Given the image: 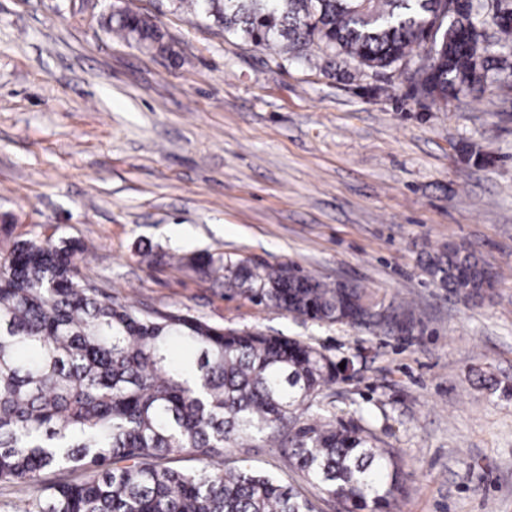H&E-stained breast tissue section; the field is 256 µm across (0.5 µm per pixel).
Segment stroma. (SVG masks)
<instances>
[{
  "label": "stroma",
  "mask_w": 512,
  "mask_h": 512,
  "mask_svg": "<svg viewBox=\"0 0 512 512\" xmlns=\"http://www.w3.org/2000/svg\"><path fill=\"white\" fill-rule=\"evenodd\" d=\"M123 4L155 17L167 51L107 33L104 0H0V218L14 221L0 248L75 239L116 300L351 361L315 405L395 449L401 512H512V84L417 101L397 69L329 66L314 45L291 61L171 0ZM448 243L499 272L492 298L464 301L427 272ZM198 252L296 264L405 303L415 325L293 319L226 296L187 264ZM224 465L339 512L275 445L225 449Z\"/></svg>",
  "instance_id": "stroma-1"
}]
</instances>
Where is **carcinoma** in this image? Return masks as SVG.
I'll use <instances>...</instances> for the list:
<instances>
[{
	"instance_id": "1",
	"label": "carcinoma",
	"mask_w": 512,
	"mask_h": 512,
	"mask_svg": "<svg viewBox=\"0 0 512 512\" xmlns=\"http://www.w3.org/2000/svg\"><path fill=\"white\" fill-rule=\"evenodd\" d=\"M230 34L274 45L291 59L318 42L374 73L428 56L426 26L445 38L423 80L446 102L512 78V0H175ZM496 25L499 50L478 47ZM106 30L163 47L148 14L103 16ZM72 239L12 241L0 253V487L33 489L14 512H316L293 486L225 468L224 448L272 438L288 465L344 512H396L403 472L393 449L359 420L299 413L338 381L336 362L305 342L235 334L182 312L143 314L81 276ZM224 289L302 321L359 326L376 306L365 289L306 274L294 264L215 268ZM448 292L489 297L498 274L475 250L445 245L428 256ZM185 346L174 359L172 342ZM187 452L195 469L169 465ZM78 473L75 479L70 474Z\"/></svg>"
}]
</instances>
